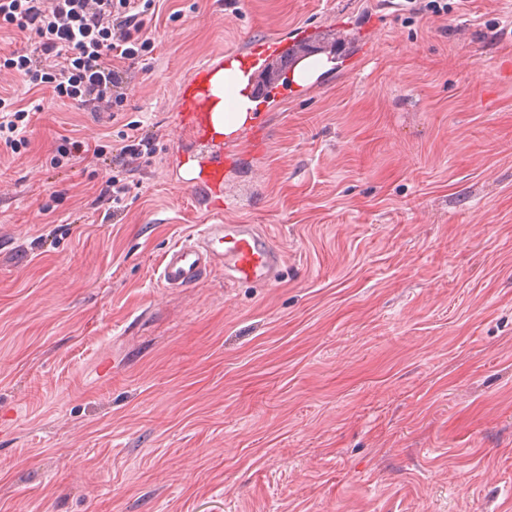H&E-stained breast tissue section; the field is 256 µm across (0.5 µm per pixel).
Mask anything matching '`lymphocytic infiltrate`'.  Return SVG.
Instances as JSON below:
<instances>
[{"mask_svg":"<svg viewBox=\"0 0 512 512\" xmlns=\"http://www.w3.org/2000/svg\"><path fill=\"white\" fill-rule=\"evenodd\" d=\"M155 0H0V29L33 37L32 46L0 56V71L21 75L30 89L52 88L57 98L90 112L120 117L126 96L124 62L148 60L146 10ZM156 134H124L111 151L65 139L60 158L107 159L99 201L120 205L134 182L132 159L155 152Z\"/></svg>","mask_w":512,"mask_h":512,"instance_id":"lymphocytic-infiltrate-1","label":"lymphocytic infiltrate"}]
</instances>
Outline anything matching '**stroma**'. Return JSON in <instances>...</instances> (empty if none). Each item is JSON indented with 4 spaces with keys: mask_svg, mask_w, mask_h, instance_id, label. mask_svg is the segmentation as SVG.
Returning a JSON list of instances; mask_svg holds the SVG:
<instances>
[{
    "mask_svg": "<svg viewBox=\"0 0 512 512\" xmlns=\"http://www.w3.org/2000/svg\"><path fill=\"white\" fill-rule=\"evenodd\" d=\"M165 0L121 122L0 72V512H504L512 504V0ZM348 25L313 89L280 80L224 209L177 165L198 65ZM158 131L119 216L63 138ZM259 224L273 286L168 290L200 224ZM0 140L4 139V144L9 147L12 152L19 150L20 147L26 145V138L19 136V126L27 127L30 122V114L24 107L17 105V101L12 98L3 97L0 94Z\"/></svg>",
    "mask_w": 512,
    "mask_h": 512,
    "instance_id": "obj_1",
    "label": "stroma"
}]
</instances>
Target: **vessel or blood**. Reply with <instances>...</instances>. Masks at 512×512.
Listing matches in <instances>:
<instances>
[{
  "label": "vessel or blood",
  "mask_w": 512,
  "mask_h": 512,
  "mask_svg": "<svg viewBox=\"0 0 512 512\" xmlns=\"http://www.w3.org/2000/svg\"><path fill=\"white\" fill-rule=\"evenodd\" d=\"M300 33L285 40H267L236 50L199 66L180 86L176 103L179 131L191 133L194 144L186 158L192 176L187 188L213 196L224 190V168L233 161L225 147L224 133L215 124L214 111L220 102L214 93L219 74L240 70L260 76L272 59L285 57L297 43L308 40ZM284 263L282 251L255 224H202L196 232L170 245L162 254L158 279L162 287H195L214 269L224 272L228 285L272 286Z\"/></svg>",
  "instance_id": "vessel-or-blood-1"
}]
</instances>
